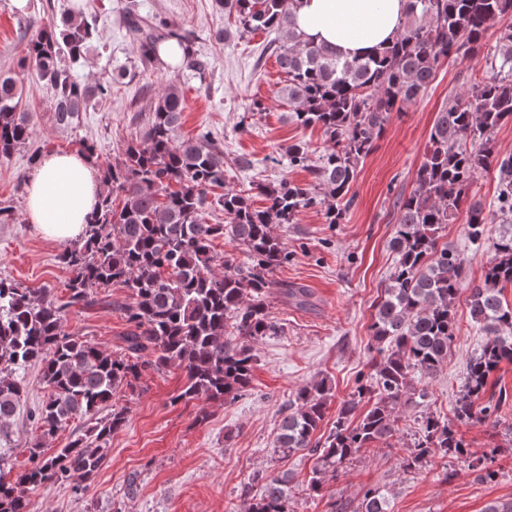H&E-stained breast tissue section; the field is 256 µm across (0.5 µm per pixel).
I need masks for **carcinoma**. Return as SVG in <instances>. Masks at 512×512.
Returning a JSON list of instances; mask_svg holds the SVG:
<instances>
[{
  "mask_svg": "<svg viewBox=\"0 0 512 512\" xmlns=\"http://www.w3.org/2000/svg\"><path fill=\"white\" fill-rule=\"evenodd\" d=\"M215 3L235 16L243 34L281 33L277 61L286 84L277 96L288 103L289 120L320 129L328 147L314 162L308 142L288 144V166L306 169L312 182L302 186L284 177L252 184L248 193L227 191L215 202L224 210V223L210 224L209 193L224 186V148L207 130L179 138L185 98L175 84L163 89L143 137L100 168L108 191L84 237L63 245L56 256L70 271L67 300L59 301L49 288L31 290L0 279V512H29V491L46 483L73 481L75 490H88L105 464L112 434L128 421L117 394L152 371L175 366L184 372L174 403L245 395L256 364L252 343L283 332L269 310L270 274L288 263L290 252L271 226L294 224L300 212L317 208L324 223H342L359 165L391 117L408 111L442 60L464 61L482 52L490 76H469L464 96L448 100L436 113L412 189L397 198L399 218L390 243L396 261L374 305L368 374L341 403L326 437L317 431L330 388L322 379L299 389L284 408L275 451L315 457L304 484L305 494L315 499L328 474L361 449L394 437L399 408L425 396L412 386L411 373L431 378L448 358L455 304L464 289L471 318L487 341L467 363L456 420L495 426L512 405V395L493 391L491 382L502 364L512 363V306L501 298L512 286V156L500 155L495 145L497 130L512 122V23L501 24L512 18V0H407L392 42L352 60L302 39L294 28L296 0ZM120 24L139 48L140 74L157 65L160 46L169 40L182 48L185 69L200 76L209 69L181 29L131 10ZM490 33L495 43L488 47ZM97 38L96 20L81 13L50 20L27 39L23 65L52 87L55 123L63 129L76 125L90 102L111 89L81 83L59 65L64 55L79 62ZM21 101L20 80L0 73L1 158L31 138L30 115ZM482 173L497 180L488 205L469 196ZM319 186L325 194H318ZM254 197L263 206H254ZM463 206L469 240L488 244L493 253L477 280L468 278L458 251L439 244L443 227L456 221ZM493 223L503 230L488 241L486 225ZM224 235L241 247L247 264L213 251V241ZM114 284L127 288L131 299L119 306L128 324L120 357L66 330L68 309L101 302L99 289ZM280 292L299 308L310 305V290L303 285L286 284ZM32 365L40 367L49 394L29 412L36 440L26 448L28 465L15 474L10 426L24 402L25 373ZM77 417L86 419L85 433L47 452L44 443ZM435 458L462 460L483 479L496 474L495 455H475L455 426L427 413L418 420L403 469ZM252 482L262 483V491L253 496L252 486L243 487L241 512H295L287 476L270 479L258 471ZM331 512H391L390 491L373 485L356 504Z\"/></svg>",
  "mask_w": 512,
  "mask_h": 512,
  "instance_id": "obj_1",
  "label": "carcinoma"
}]
</instances>
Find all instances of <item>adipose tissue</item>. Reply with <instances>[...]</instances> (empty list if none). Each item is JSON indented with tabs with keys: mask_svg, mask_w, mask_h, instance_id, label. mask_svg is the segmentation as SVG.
Here are the masks:
<instances>
[{
	"mask_svg": "<svg viewBox=\"0 0 512 512\" xmlns=\"http://www.w3.org/2000/svg\"><path fill=\"white\" fill-rule=\"evenodd\" d=\"M405 8L406 0H297L294 25L304 40L350 59L390 42ZM102 191L83 155L46 153L27 184L26 221L48 238L78 239Z\"/></svg>",
	"mask_w": 512,
	"mask_h": 512,
	"instance_id": "obj_1",
	"label": "adipose tissue"
}]
</instances>
